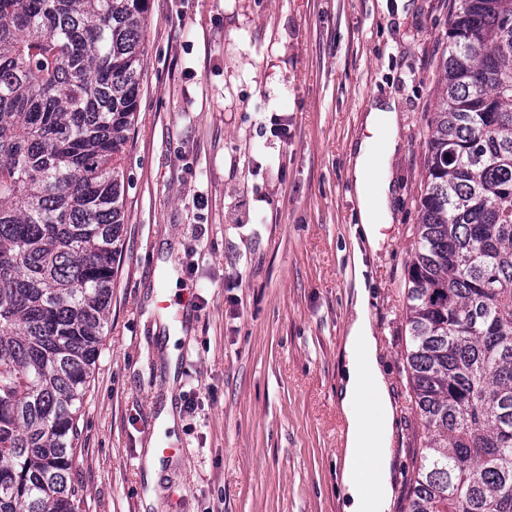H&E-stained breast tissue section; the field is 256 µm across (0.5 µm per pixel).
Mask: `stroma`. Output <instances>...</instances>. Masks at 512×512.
I'll use <instances>...</instances> for the list:
<instances>
[{
	"mask_svg": "<svg viewBox=\"0 0 512 512\" xmlns=\"http://www.w3.org/2000/svg\"><path fill=\"white\" fill-rule=\"evenodd\" d=\"M453 7L148 0L122 254L72 471L86 512H345L348 157L376 99L395 102L400 147L394 222L363 263L396 404L390 512H402L422 435L405 283ZM161 442L177 453L149 508L138 466Z\"/></svg>",
	"mask_w": 512,
	"mask_h": 512,
	"instance_id": "stroma-1",
	"label": "stroma"
}]
</instances>
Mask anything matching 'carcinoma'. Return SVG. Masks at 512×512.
I'll use <instances>...</instances> for the list:
<instances>
[{"label": "carcinoma", "instance_id": "carcinoma-1", "mask_svg": "<svg viewBox=\"0 0 512 512\" xmlns=\"http://www.w3.org/2000/svg\"><path fill=\"white\" fill-rule=\"evenodd\" d=\"M408 269L402 512H512V0H456ZM147 0H0V512H81Z\"/></svg>", "mask_w": 512, "mask_h": 512}]
</instances>
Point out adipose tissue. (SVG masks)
Returning a JSON list of instances; mask_svg holds the SVG:
<instances>
[{
	"mask_svg": "<svg viewBox=\"0 0 512 512\" xmlns=\"http://www.w3.org/2000/svg\"><path fill=\"white\" fill-rule=\"evenodd\" d=\"M368 135L352 149L348 177L353 185L361 237L371 251L384 241L383 226L392 223L394 195L388 160L399 147L394 101H373L365 116ZM363 262H356L354 317L346 336V375L340 392L346 419L341 483L350 505L346 512H389L394 496L392 457L395 409L381 370L370 293Z\"/></svg>",
	"mask_w": 512,
	"mask_h": 512,
	"instance_id": "obj_1",
	"label": "adipose tissue"
}]
</instances>
